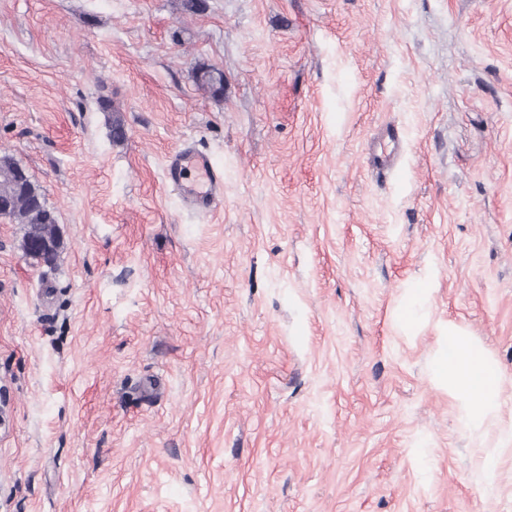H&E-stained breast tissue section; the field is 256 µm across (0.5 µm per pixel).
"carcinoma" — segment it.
Wrapping results in <instances>:
<instances>
[{"instance_id": "cac0c4a2", "label": "carcinoma", "mask_w": 512, "mask_h": 512, "mask_svg": "<svg viewBox=\"0 0 512 512\" xmlns=\"http://www.w3.org/2000/svg\"><path fill=\"white\" fill-rule=\"evenodd\" d=\"M18 164L11 158L0 160V196L12 198L13 203L7 218L24 226L23 240L34 236H52L55 234L56 218L46 202L37 205L35 198L41 197L31 180H26L25 188L19 189L15 182V170Z\"/></svg>"}]
</instances>
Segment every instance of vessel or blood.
<instances>
[{
    "label": "vessel or blood",
    "mask_w": 512,
    "mask_h": 512,
    "mask_svg": "<svg viewBox=\"0 0 512 512\" xmlns=\"http://www.w3.org/2000/svg\"><path fill=\"white\" fill-rule=\"evenodd\" d=\"M191 170L200 172L206 177L207 183L204 190L186 187V175ZM166 177L173 185L186 187L192 204L199 211L209 213L214 210L223 182L222 175L210 155L190 149L176 152L168 161Z\"/></svg>",
    "instance_id": "obj_1"
}]
</instances>
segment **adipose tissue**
<instances>
[{
  "label": "adipose tissue",
  "instance_id": "1",
  "mask_svg": "<svg viewBox=\"0 0 512 512\" xmlns=\"http://www.w3.org/2000/svg\"><path fill=\"white\" fill-rule=\"evenodd\" d=\"M438 379L463 404L472 424L483 423L502 406L500 369L467 333L449 326L435 366Z\"/></svg>",
  "mask_w": 512,
  "mask_h": 512
}]
</instances>
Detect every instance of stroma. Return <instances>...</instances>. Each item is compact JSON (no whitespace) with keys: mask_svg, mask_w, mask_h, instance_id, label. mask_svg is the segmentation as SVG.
<instances>
[{"mask_svg":"<svg viewBox=\"0 0 512 512\" xmlns=\"http://www.w3.org/2000/svg\"><path fill=\"white\" fill-rule=\"evenodd\" d=\"M3 156L62 247L0 217V512H512L434 373L512 418V0H0ZM190 170L202 173L206 179L205 190H197L187 185L186 175ZM166 178L174 186H180L188 193L192 204L201 212L211 213L223 189L222 175L210 155L184 149L173 154L166 167ZM61 248V239L59 235L54 238H46L29 242L25 247L28 254L35 255L39 258L42 265L50 264ZM435 366L438 379L456 396L473 425L499 413L502 406L500 369L467 333L449 325Z\"/></svg>","mask_w":512,"mask_h":512,"instance_id":"obj_1","label":"stroma"}]
</instances>
